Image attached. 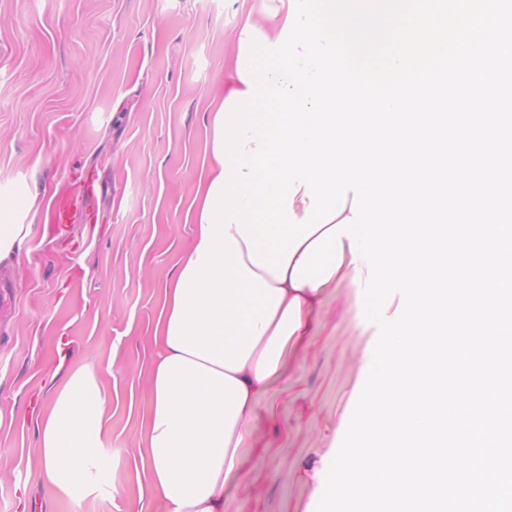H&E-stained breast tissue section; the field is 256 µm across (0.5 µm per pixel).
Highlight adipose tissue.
Returning a JSON list of instances; mask_svg holds the SVG:
<instances>
[{
	"instance_id": "obj_1",
	"label": "adipose tissue",
	"mask_w": 512,
	"mask_h": 512,
	"mask_svg": "<svg viewBox=\"0 0 512 512\" xmlns=\"http://www.w3.org/2000/svg\"><path fill=\"white\" fill-rule=\"evenodd\" d=\"M328 284L293 287L263 267L254 272L282 300L245 365L224 367L174 348L168 331L176 282H167L154 327L160 348L142 423L141 460L148 493L162 512H224L241 482L239 464L270 393L287 379L286 368L311 336L329 286L353 280L350 251ZM110 397L94 377L74 374L45 416L40 454L45 476L62 499L77 502L87 491H112L114 462L103 449Z\"/></svg>"
}]
</instances>
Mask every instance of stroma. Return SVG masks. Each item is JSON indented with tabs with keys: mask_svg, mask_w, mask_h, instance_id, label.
Instances as JSON below:
<instances>
[{
	"mask_svg": "<svg viewBox=\"0 0 512 512\" xmlns=\"http://www.w3.org/2000/svg\"><path fill=\"white\" fill-rule=\"evenodd\" d=\"M261 0H0V224H27L0 263V512H160L139 492L140 415L163 289L192 243L226 39ZM23 189L19 206L7 203ZM78 199L53 231L54 195ZM353 289L332 291L289 379L269 396L227 512H315L376 342ZM84 370L112 397L115 490L58 498L42 473L44 416Z\"/></svg>",
	"mask_w": 512,
	"mask_h": 512,
	"instance_id": "1",
	"label": "stroma"
}]
</instances>
